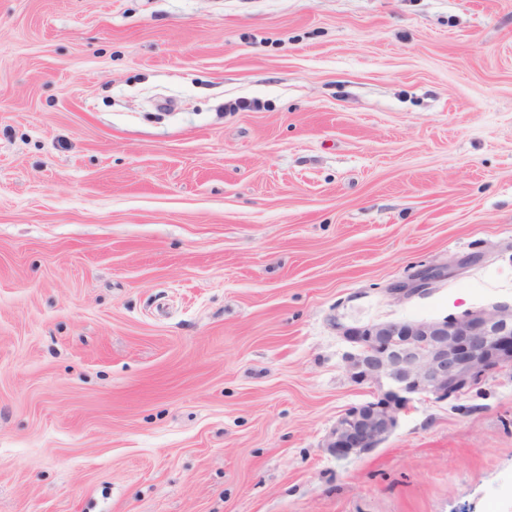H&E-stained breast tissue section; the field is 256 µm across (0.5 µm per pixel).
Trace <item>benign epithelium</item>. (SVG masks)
Wrapping results in <instances>:
<instances>
[{"label":"benign epithelium","instance_id":"1","mask_svg":"<svg viewBox=\"0 0 512 512\" xmlns=\"http://www.w3.org/2000/svg\"><path fill=\"white\" fill-rule=\"evenodd\" d=\"M454 273L446 265L427 267L391 284L386 292L397 300L409 299ZM337 328L354 348L345 358L351 380L381 389L376 400L352 406L336 420L323 448L338 458L378 447L415 398L458 397L497 369L512 366L511 306L443 320H387Z\"/></svg>","mask_w":512,"mask_h":512}]
</instances>
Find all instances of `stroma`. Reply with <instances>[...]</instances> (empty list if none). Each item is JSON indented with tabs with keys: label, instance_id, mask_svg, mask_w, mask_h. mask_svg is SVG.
<instances>
[{
	"label": "stroma",
	"instance_id": "obj_1",
	"mask_svg": "<svg viewBox=\"0 0 512 512\" xmlns=\"http://www.w3.org/2000/svg\"><path fill=\"white\" fill-rule=\"evenodd\" d=\"M497 305L512 0H0V512H512V367L323 448ZM456 271L448 265L427 267L419 270L411 279L392 283L387 294L397 300L409 299L424 294L435 282L448 279ZM338 329L354 348L345 358L351 380L377 385L381 394L336 420L323 445L336 458L377 448L416 397H458L497 369L512 366L511 306L443 320H387Z\"/></svg>",
	"mask_w": 512,
	"mask_h": 512
}]
</instances>
